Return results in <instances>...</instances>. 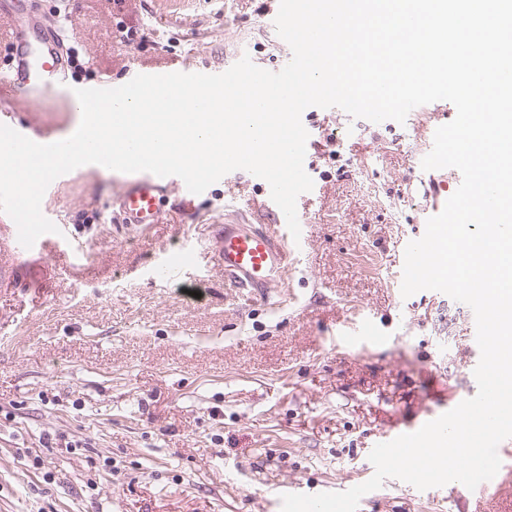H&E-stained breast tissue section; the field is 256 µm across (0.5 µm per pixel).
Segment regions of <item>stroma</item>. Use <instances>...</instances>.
Masks as SVG:
<instances>
[{"instance_id": "obj_1", "label": "stroma", "mask_w": 512, "mask_h": 512, "mask_svg": "<svg viewBox=\"0 0 512 512\" xmlns=\"http://www.w3.org/2000/svg\"><path fill=\"white\" fill-rule=\"evenodd\" d=\"M63 32L66 85L16 125L64 138L71 92L174 63L268 70L287 46L266 26L275 0H23ZM132 38L120 41L119 32ZM440 100L405 123L338 107L302 122L317 184L284 285L255 298L213 267L208 224L270 225L264 184L238 170L193 199L169 192L162 223L123 224L130 174L91 165L47 198L61 235L0 286V512H281L288 492H340L372 477L379 435L464 395L471 308L400 295L402 251L423 211L461 174L424 171ZM197 254L180 276L163 266ZM374 320L383 343H337ZM358 512H466L455 489L389 478Z\"/></svg>"}]
</instances>
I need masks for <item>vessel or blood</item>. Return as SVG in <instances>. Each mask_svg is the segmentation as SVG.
<instances>
[{
    "label": "vessel or blood",
    "instance_id": "1",
    "mask_svg": "<svg viewBox=\"0 0 512 512\" xmlns=\"http://www.w3.org/2000/svg\"><path fill=\"white\" fill-rule=\"evenodd\" d=\"M2 18L9 20L12 38L8 61L0 68V93L22 100L54 91L65 78L59 28L38 25L21 13L17 0H0ZM178 182L175 176L150 174L128 183L117 197L124 223L135 227L160 223L164 194ZM210 254L235 287L251 293L282 283L290 267L286 234L252 224L213 225Z\"/></svg>",
    "mask_w": 512,
    "mask_h": 512
}]
</instances>
